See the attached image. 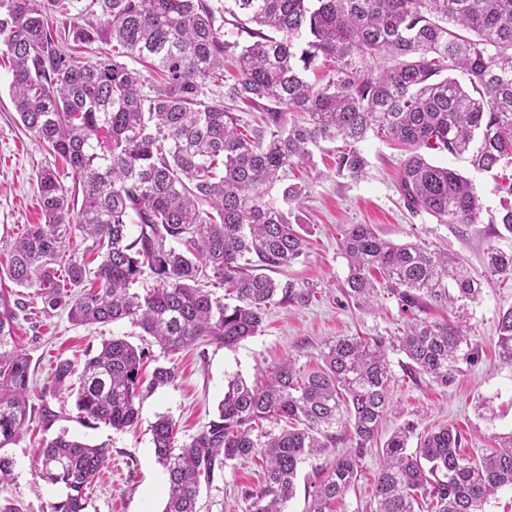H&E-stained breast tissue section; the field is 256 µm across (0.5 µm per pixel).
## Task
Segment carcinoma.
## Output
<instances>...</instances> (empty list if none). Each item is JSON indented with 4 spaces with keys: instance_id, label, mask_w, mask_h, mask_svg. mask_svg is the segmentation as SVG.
I'll return each mask as SVG.
<instances>
[{
    "instance_id": "carcinoma-1",
    "label": "carcinoma",
    "mask_w": 512,
    "mask_h": 512,
    "mask_svg": "<svg viewBox=\"0 0 512 512\" xmlns=\"http://www.w3.org/2000/svg\"><path fill=\"white\" fill-rule=\"evenodd\" d=\"M319 61L334 67L310 83L305 74ZM2 63L23 126L62 159L71 182L50 166L37 173L44 222L13 243L10 279L40 288L44 307L76 324L128 320L171 356L205 338L231 348L261 330L277 292L303 298L269 273L307 248L288 209L312 183L284 185L279 203L272 192L287 168L314 167L320 142H342L337 172L353 178L365 175L368 135L399 142L408 152L404 205L439 224H476L482 203L471 179L426 152L464 156L477 172L512 164V0H224L220 18L209 0H0ZM226 100L253 104L262 126L247 128ZM497 191L490 223L512 234V178L501 177ZM76 235L91 241L96 267L75 261L62 275ZM340 250L348 297L369 305L383 291L403 308L447 306L455 321H417L394 341L338 336L312 370L288 358L260 385L236 378L217 417L188 443L159 417L152 442L168 475L163 512H198L201 482L257 453L265 486L253 512H284L299 466L336 442L339 428L355 448L315 486L309 510L330 512L392 407L388 351L406 355L414 378L441 386L457 380L460 361L479 358L468 346L469 306L484 284L512 282V250L489 247L476 274L457 255L392 242L371 224L350 225ZM144 275L155 286L131 291ZM22 308L0 290V450L30 416V362L14 344ZM496 336L500 360L512 364V308ZM146 357L113 336L84 360L76 383L72 364L58 362L52 386L76 395L82 418L122 430L139 416ZM176 380L175 367L161 364L147 385ZM264 421L285 427L253 436ZM417 429L404 423L378 449L375 512H484L512 488V433L475 457L459 452L450 427ZM109 454L106 443L64 433L40 449L38 476L65 489L52 512H85Z\"/></svg>"
}]
</instances>
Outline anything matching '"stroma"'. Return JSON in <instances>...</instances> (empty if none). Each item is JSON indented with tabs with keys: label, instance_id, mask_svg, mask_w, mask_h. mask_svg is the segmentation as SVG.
Segmentation results:
<instances>
[{
	"label": "stroma",
	"instance_id": "obj_1",
	"mask_svg": "<svg viewBox=\"0 0 512 512\" xmlns=\"http://www.w3.org/2000/svg\"><path fill=\"white\" fill-rule=\"evenodd\" d=\"M11 75L0 67V287L10 288L6 274L9 251L15 238L30 224L42 221L37 204L36 175L54 159L35 142L21 124L9 96ZM369 166L366 175L353 179L336 172V146L322 143L314 152L316 169L308 174L313 183L309 197L292 208L289 219L302 225L309 241L303 257L276 274L281 285H293L306 293L303 302H279L270 307L257 335L235 348L209 340L192 346L174 358H166L154 339H142L129 321L109 325L81 326L66 311L44 312L38 287L22 289L19 297L30 310L19 319L15 342L30 359L29 402L48 405L57 414L51 427L32 416L26 428L6 452L14 460L13 480L0 491V502L18 512H51L63 489L36 477L37 453L43 442L59 434L90 444H108L109 465L86 494L85 512H162L165 506L166 474L153 453L151 427L158 417L176 422L178 442L186 443L218 414V405L231 380L254 382L285 359L298 367L315 365L327 343L338 336L390 338L405 333L418 320L444 321L446 308L425 306L402 311L395 298H379L377 304L360 307L345 294V259L339 243L352 224L374 225L393 242L422 241L457 253L475 272H482L484 253L494 245L512 248V237H499L490 218L499 208L495 173L474 171L461 158L431 153L433 162L453 168L473 180L483 211L476 224H439L427 214L410 212L399 191V173L405 151L392 141L369 136L361 145ZM512 308V283L484 285L470 307L473 330L470 340L479 349V360L462 364L454 384L442 387L428 379H411L408 360L390 353L394 374L393 406L382 422L377 439L385 441L398 426L417 423L419 432L455 427L462 435L465 453L476 454L490 447L492 436L512 432V365L499 361L495 352L496 326L502 311ZM120 336L132 344H145L159 363L173 361L178 378L174 385L143 391L136 405L137 424L118 431L78 419L75 398L51 386L53 370L62 360L81 363L86 353L97 350L102 340ZM349 439L319 458L302 463L295 481V494L285 512H308L311 492L336 456L352 448ZM379 466L376 447H368L360 459L361 475L333 506L334 512H374L375 476ZM265 468L260 457L228 465L214 481L202 485L200 512H253L254 494L264 485Z\"/></svg>",
	"mask_w": 512,
	"mask_h": 512
}]
</instances>
